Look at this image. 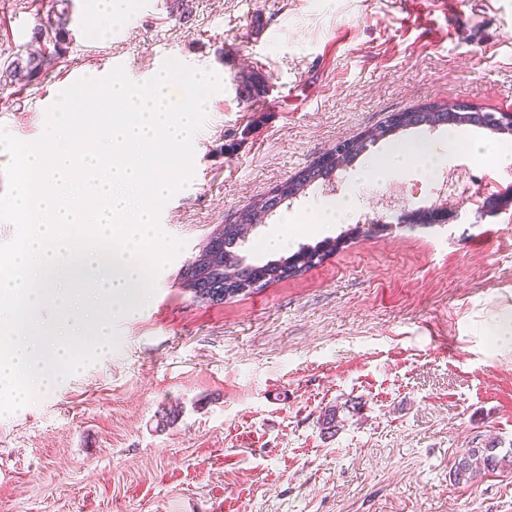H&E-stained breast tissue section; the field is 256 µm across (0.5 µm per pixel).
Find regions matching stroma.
Segmentation results:
<instances>
[{
	"label": "stroma",
	"mask_w": 512,
	"mask_h": 512,
	"mask_svg": "<svg viewBox=\"0 0 512 512\" xmlns=\"http://www.w3.org/2000/svg\"><path fill=\"white\" fill-rule=\"evenodd\" d=\"M111 31L73 0L72 44L40 83L0 86V126L32 141L73 71L121 59L136 82L156 55L217 73L194 142L195 175L160 214L185 247L121 344L0 417V512H512V469L455 483L456 454L512 445V347L491 338L512 311V214L480 212L485 162L444 130L375 141L337 172L351 209L309 228L319 184L257 225L253 264L360 232L303 274L220 304L183 272L239 210L337 142L428 102L512 111V0H189L182 15L116 0ZM57 0H0V69L23 55ZM436 143L472 204L453 222L378 231L383 191L407 210L438 191L422 163L370 166L387 147ZM288 244L263 250L271 234ZM339 410L336 433L323 430ZM177 421L159 426L164 411Z\"/></svg>",
	"instance_id": "stroma-1"
}]
</instances>
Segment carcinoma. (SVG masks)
<instances>
[{
    "mask_svg": "<svg viewBox=\"0 0 512 512\" xmlns=\"http://www.w3.org/2000/svg\"><path fill=\"white\" fill-rule=\"evenodd\" d=\"M60 2L63 8L57 21L49 20L35 28L33 40L38 44V48L29 52L27 58L19 59L6 67L5 71L0 73L4 81L24 86L32 85L44 78L57 60L66 56L72 41L70 31L66 27V17L72 7V0H60ZM479 122L480 118L471 114L459 118L451 115L446 104H425L406 113L405 126L427 127L435 130L460 125L474 126ZM366 148L365 141H350L344 147V153L329 156V164L307 168L293 178L282 182L279 185V188L283 189L281 195L261 198L252 207L241 211L233 221L224 225V269L220 272L221 280L219 287L214 289V293L227 292L232 287V284L228 283L230 279L248 281L261 275L269 276L277 270V267L268 262L263 265L248 263L245 257L236 252V248L242 243V240L238 239L240 225L262 223L264 217L272 213L282 199L294 198L305 187L320 180L330 181L336 170L352 162ZM346 242L347 238L340 236L313 249L302 248L286 258L288 270L292 271L294 276L299 275L309 269L306 258L311 253H320L325 257L340 249ZM498 467H512V448L506 449L501 455L497 453L496 443L490 441L483 448H467L462 454L456 456L452 465V476L457 484H469L486 471Z\"/></svg>",
    "mask_w": 512,
    "mask_h": 512,
    "instance_id": "obj_1",
    "label": "carcinoma"
}]
</instances>
